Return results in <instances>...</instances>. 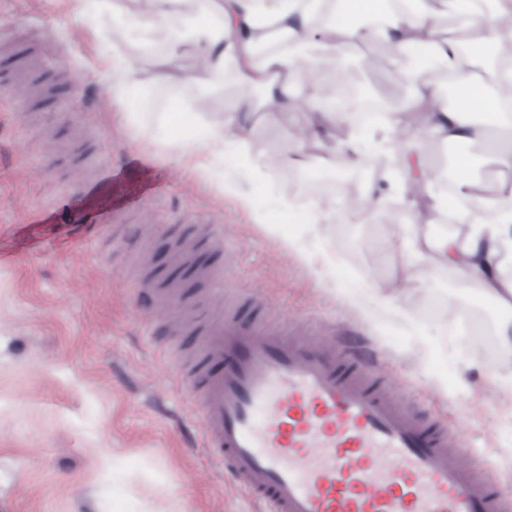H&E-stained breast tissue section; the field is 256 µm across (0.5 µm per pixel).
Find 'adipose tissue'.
Instances as JSON below:
<instances>
[{
	"mask_svg": "<svg viewBox=\"0 0 512 512\" xmlns=\"http://www.w3.org/2000/svg\"><path fill=\"white\" fill-rule=\"evenodd\" d=\"M68 2L75 13L92 9L120 19L133 35H166L168 52L154 80L166 85L182 82L177 64L181 42L175 27L183 0ZM475 2L441 0L445 10L459 15L463 26L480 25L487 31L485 37L462 52L452 39L442 35L439 15L429 0H421L416 11L393 13L383 26L351 29L345 25L346 18H376L383 13L386 0H341L339 8L326 15L320 28L315 26L314 17L321 13L324 0H276L269 6L263 5L262 0H215L219 20L200 27L195 82L221 83L225 66L231 61L251 83L266 90V104L287 109L302 82L317 107L307 113L302 136L284 144L271 157L253 152L242 125L248 108L239 103L228 107L223 125L204 127L191 143L208 152L223 150L225 143H232L239 161L261 181L287 166L291 155H304L312 143L359 162V128L333 107L318 80L301 78L302 72L339 64L338 48L346 37L356 42L384 41L395 54L418 53L432 64L463 72L464 78L457 87L458 103L452 108L442 106L436 90L429 85L414 83L406 106L415 110V123L407 122L405 111L388 113L380 124L384 136L379 145L400 163L401 180L411 189L406 207L413 218L420 217L425 207L443 212L448 209L447 197L428 183L423 171V141L478 146V153L456 163V190L470 206L456 212L455 217L458 223L468 225L467 234L429 237L410 223L402 231L411 240L398 245L397 251L407 269L421 267L430 274L448 267L459 270L467 283L477 286L481 300L497 306L500 316L496 335L503 366L495 380L503 392L512 394V184H501L488 195L478 191L473 176L474 169L487 156L512 169V68L503 71L494 66L495 48L512 43V25L504 21L512 14V0H495L494 11L487 15L476 8ZM276 32L288 37V47L264 57L256 56V46L270 41Z\"/></svg>",
	"mask_w": 512,
	"mask_h": 512,
	"instance_id": "obj_1",
	"label": "adipose tissue"
}]
</instances>
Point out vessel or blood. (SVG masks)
Segmentation results:
<instances>
[{"label": "vessel or blood", "mask_w": 512, "mask_h": 512, "mask_svg": "<svg viewBox=\"0 0 512 512\" xmlns=\"http://www.w3.org/2000/svg\"><path fill=\"white\" fill-rule=\"evenodd\" d=\"M193 258L220 247L175 225ZM187 383L206 440L265 512H512L447 424L396 399L360 337L271 328L254 299L211 319Z\"/></svg>", "instance_id": "b4317fda"}]
</instances>
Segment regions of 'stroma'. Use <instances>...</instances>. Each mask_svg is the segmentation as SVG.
<instances>
[{"mask_svg":"<svg viewBox=\"0 0 512 512\" xmlns=\"http://www.w3.org/2000/svg\"><path fill=\"white\" fill-rule=\"evenodd\" d=\"M113 28L111 17L79 16L54 0H0V33L69 50L46 61L52 98L36 127L8 76L19 59L0 45V512L247 507L245 490L214 461L185 385L180 348L194 336L164 334L141 286L171 285L179 239L170 227L186 218L224 238L222 276L194 279L180 298L194 325L230 290L292 327L366 337L394 394L447 423L512 489V395L494 384L502 358L485 352L466 319L497 310L463 290L457 270H406L385 249L408 194L391 161L370 175L309 146L310 163L296 170L341 177L347 188L301 203L281 174L256 181L232 145L198 157L172 149L185 128L222 121L228 104L244 101L254 110L245 123L253 151L273 155L299 136L314 103L301 88L291 110L267 108L263 91L230 67L222 85L187 82L152 111L164 91L150 81L157 56L129 37L97 38ZM116 50L142 62L130 112L113 102L102 70ZM342 65L373 96L399 104L410 93L386 42L345 52ZM86 157L116 181L58 206L59 194H77ZM371 191L386 196L384 216L352 223ZM133 197L143 204L129 239L115 240L96 217ZM390 279L416 287L417 299L393 307L363 294L366 283Z\"/></svg>","mask_w":512,"mask_h":512,"instance_id":"obj_1","label":"stroma"}]
</instances>
